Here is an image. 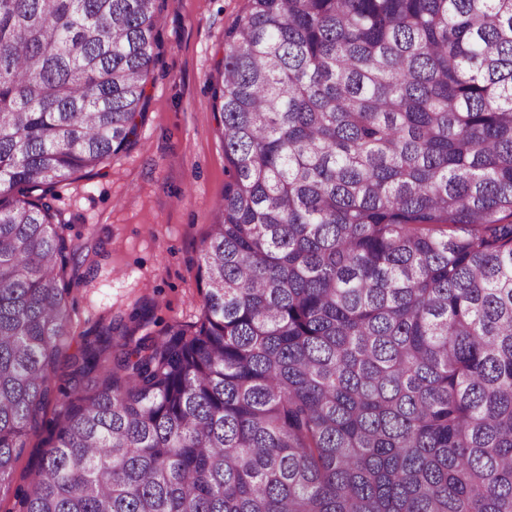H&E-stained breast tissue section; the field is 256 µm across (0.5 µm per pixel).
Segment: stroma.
Here are the masks:
<instances>
[{"mask_svg": "<svg viewBox=\"0 0 512 512\" xmlns=\"http://www.w3.org/2000/svg\"><path fill=\"white\" fill-rule=\"evenodd\" d=\"M247 9L248 0H164L161 59L137 144L60 189L66 235L77 250L67 358L109 323L115 339L133 344L172 321L198 320L201 245L226 180L211 85L225 33ZM67 358L0 489V512H18L65 410L73 386Z\"/></svg>", "mask_w": 512, "mask_h": 512, "instance_id": "1", "label": "stroma"}]
</instances>
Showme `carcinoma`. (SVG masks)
Masks as SVG:
<instances>
[{"label":"carcinoma","instance_id":"cac0c4a2","mask_svg":"<svg viewBox=\"0 0 512 512\" xmlns=\"http://www.w3.org/2000/svg\"><path fill=\"white\" fill-rule=\"evenodd\" d=\"M160 14L0 0V486ZM212 90L201 318L84 342L19 512H512V0H249Z\"/></svg>","mask_w":512,"mask_h":512}]
</instances>
